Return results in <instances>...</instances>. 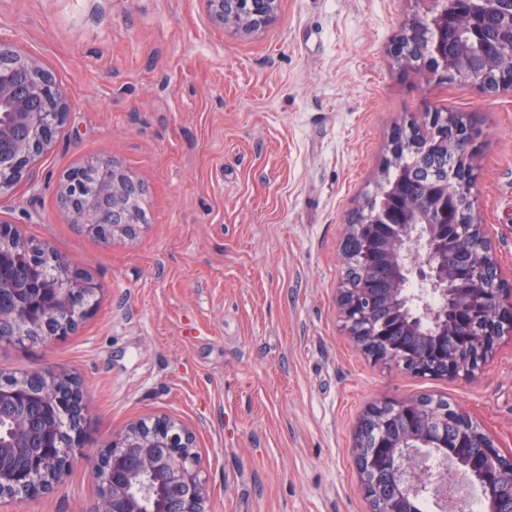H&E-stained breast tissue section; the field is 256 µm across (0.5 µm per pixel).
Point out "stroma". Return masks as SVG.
I'll return each mask as SVG.
<instances>
[{"label": "stroma", "mask_w": 512, "mask_h": 512, "mask_svg": "<svg viewBox=\"0 0 512 512\" xmlns=\"http://www.w3.org/2000/svg\"><path fill=\"white\" fill-rule=\"evenodd\" d=\"M430 7L279 0L242 33L204 0H0V42L69 102L0 226L98 287L76 331L0 344L1 372L72 373L93 421L64 485L0 512H90L102 445L160 415L196 433L208 512H369L353 435L384 399H444L512 453V339L476 380L419 378L356 351L336 304L344 227L427 104L479 129L475 211L512 287V92L400 71L405 20ZM106 159L145 188L135 238L87 234L59 203L71 170Z\"/></svg>", "instance_id": "obj_1"}]
</instances>
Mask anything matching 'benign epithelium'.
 Listing matches in <instances>:
<instances>
[{
    "instance_id": "7a95c632",
    "label": "benign epithelium",
    "mask_w": 512,
    "mask_h": 512,
    "mask_svg": "<svg viewBox=\"0 0 512 512\" xmlns=\"http://www.w3.org/2000/svg\"><path fill=\"white\" fill-rule=\"evenodd\" d=\"M213 22L237 20L247 33L277 19L278 0H205ZM499 21L501 42L512 43V0H487ZM434 71L451 84L488 94L512 92V69L486 76L482 61L456 49L435 50ZM69 111L66 96L39 61L0 47V165L14 186L49 145V135ZM431 106L410 126L433 131L448 148V183L425 196L407 195V206L384 208L371 224H349L344 238L362 277L380 262L390 277L382 288L343 279L337 302L345 334L368 358L420 378L473 380L505 338H512V296L504 293L493 246L475 208L471 162L472 123ZM96 174L112 208L71 195ZM144 188L114 161L93 162L67 176L59 201L72 223L80 210H96L108 239L136 236L144 214L136 208ZM420 288H408L411 280ZM15 304L0 312L22 329L33 324L52 339L73 332L88 312L96 285L60 258V273L45 278L31 267L21 282L0 281ZM36 387L22 396L0 387V501L45 494L63 484L71 459L84 448L92 422L79 382L64 369L35 371ZM353 451L370 512H420L431 498L448 508V474L480 488L486 512H512V455L463 409L441 407L431 397L388 399L360 419ZM99 512H206L207 488L192 429L167 416L132 421L112 435L93 471Z\"/></svg>"
}]
</instances>
